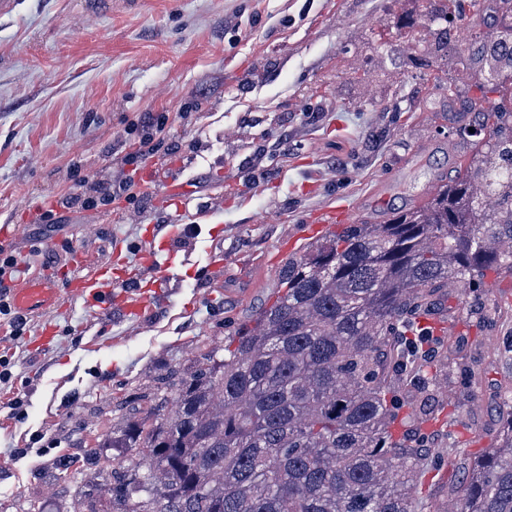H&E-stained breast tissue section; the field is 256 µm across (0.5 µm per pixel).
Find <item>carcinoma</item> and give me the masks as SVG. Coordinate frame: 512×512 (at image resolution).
<instances>
[{
	"label": "carcinoma",
	"instance_id": "carcinoma-1",
	"mask_svg": "<svg viewBox=\"0 0 512 512\" xmlns=\"http://www.w3.org/2000/svg\"><path fill=\"white\" fill-rule=\"evenodd\" d=\"M496 36L457 42L462 0H435L433 41L501 94L489 137L428 200L381 224H346L288 259L276 301L236 348L179 381L174 407L125 423L115 471L85 512H416L423 438L394 437L399 392L419 424L445 404L443 358L418 320L450 283L512 272V0H473ZM455 512H512V416L469 463Z\"/></svg>",
	"mask_w": 512,
	"mask_h": 512
}]
</instances>
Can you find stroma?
Listing matches in <instances>:
<instances>
[{"label": "stroma", "instance_id": "stroma-1", "mask_svg": "<svg viewBox=\"0 0 512 512\" xmlns=\"http://www.w3.org/2000/svg\"><path fill=\"white\" fill-rule=\"evenodd\" d=\"M425 0H17L0 16V225L21 278L66 287L104 265L136 268L146 227L194 225L175 274L144 317L79 302L0 321V512H75L117 451L105 438L147 409L159 378L205 367L237 326L271 304L280 270L308 242L297 228L343 202L381 222L423 204L470 153L479 112L499 95L465 63L424 67ZM159 144L130 167L141 118ZM183 170L185 212L152 173ZM133 178L140 196L91 210L72 193ZM54 210L59 223L41 222ZM223 269L215 274L211 260ZM433 319L452 325L447 415L416 425L427 468L420 500L456 501L470 457L496 447L512 411V273L454 285ZM53 342L38 347L45 325ZM24 402L22 419L7 402Z\"/></svg>", "mask_w": 512, "mask_h": 512}]
</instances>
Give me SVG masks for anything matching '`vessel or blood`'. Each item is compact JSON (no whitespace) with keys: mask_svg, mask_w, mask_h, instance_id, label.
Segmentation results:
<instances>
[{"mask_svg":"<svg viewBox=\"0 0 512 512\" xmlns=\"http://www.w3.org/2000/svg\"><path fill=\"white\" fill-rule=\"evenodd\" d=\"M158 182L164 186L171 202H180L185 191L184 181L180 171L175 169H160L157 172ZM350 214L348 205L341 204L322 211L314 223L304 225L302 234L306 237H317L324 234L335 225L345 222ZM141 252V267L149 276L155 287H162L174 267V257L171 255L170 244L156 243L153 236L143 238ZM70 296L79 300L84 307L101 313L120 309L129 318L142 317L150 306V298L132 287L122 292L112 288V269L104 266L93 274L77 276L70 280L66 288H58L54 281L46 278H28L21 288L12 293V303L15 311L21 315H34L56 305L61 296Z\"/></svg>","mask_w":512,"mask_h":512,"instance_id":"1","label":"vessel or blood"}]
</instances>
